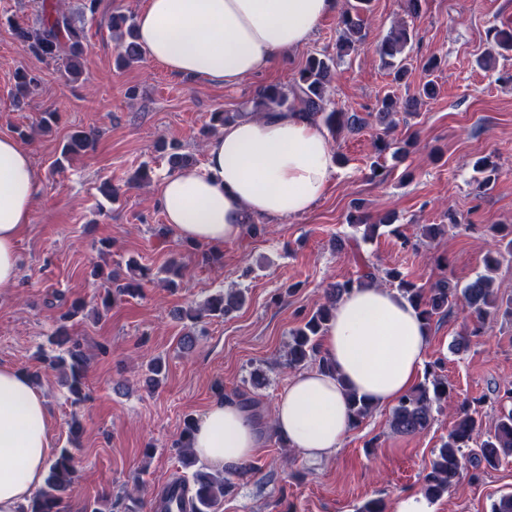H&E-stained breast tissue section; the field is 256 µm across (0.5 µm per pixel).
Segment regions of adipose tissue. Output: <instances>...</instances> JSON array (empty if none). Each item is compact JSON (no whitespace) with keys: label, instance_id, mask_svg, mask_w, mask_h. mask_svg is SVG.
Instances as JSON below:
<instances>
[{"label":"adipose tissue","instance_id":"adipose-tissue-1","mask_svg":"<svg viewBox=\"0 0 512 512\" xmlns=\"http://www.w3.org/2000/svg\"><path fill=\"white\" fill-rule=\"evenodd\" d=\"M339 0H145L137 41L177 78L233 87L265 73L305 46ZM337 169L327 133L316 121L276 112L226 125L206 147L203 166L163 179L157 203L176 238L205 247L237 242L259 219L307 213ZM42 194L31 156L0 136V288L19 279L18 242ZM429 331L398 292L368 286L336 305L321 340L330 369L292 376L274 408L273 428L307 460L333 456L350 432L347 394L373 406L411 391L429 347ZM53 415L41 389L0 364V512H20L55 457ZM262 432L240 403L220 399L198 419L193 448L215 469L243 466Z\"/></svg>","mask_w":512,"mask_h":512}]
</instances>
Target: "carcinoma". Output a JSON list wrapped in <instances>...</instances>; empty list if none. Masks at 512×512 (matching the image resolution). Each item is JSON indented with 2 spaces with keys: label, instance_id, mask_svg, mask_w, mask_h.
<instances>
[{
  "label": "carcinoma",
  "instance_id": "obj_1",
  "mask_svg": "<svg viewBox=\"0 0 512 512\" xmlns=\"http://www.w3.org/2000/svg\"><path fill=\"white\" fill-rule=\"evenodd\" d=\"M371 0H354L341 14V34L336 44L337 55L356 51L363 44L366 34L364 28L370 13ZM98 0H79L76 7H69L64 0H42L41 10L34 23L26 26H13L15 35L25 44L29 53L56 67L68 82L79 80L82 75L81 61L88 51V42L83 20L85 15L95 14ZM110 28L117 40V63L130 66L142 60L143 51L136 41V20L134 16L121 11L112 14ZM412 40V31L405 24L400 25L379 45L378 51L384 66L396 83L402 82L408 73L406 49ZM334 59L330 57L310 56L298 70L291 85L286 87L269 86L260 90L248 101L241 112H214L212 125L224 126L256 117L268 112H300L313 120H322L327 128L335 132L346 126L350 129L360 124V120L346 112L328 109L326 88L330 80ZM15 97H28L38 86L37 77L25 69L14 74ZM437 95L434 81L426 82L412 97L401 100L395 95H386L380 102L376 119L383 126V132L389 133L395 127L393 116L399 112H409L422 99H433ZM94 145L93 135L78 131L70 136L63 146L57 164L80 151H86ZM354 228L363 229L362 239L373 238L377 225L371 223L368 214L361 212L350 215L348 219ZM512 255V238L502 237L496 240L494 247L487 251L485 264L492 269L500 263L504 254ZM387 277L396 283L400 294L407 298L417 309L422 319L429 323L433 317L448 311L457 297H462L469 315L483 324L489 317L500 313L512 316V298L503 299L498 290L492 288L493 279L481 274L463 288L458 283L443 278L426 290L405 279L399 271L387 273ZM374 273L368 264H363L358 277L336 284L327 292L326 301L311 315L305 317L295 328L288 343L286 365L290 368L315 364L325 368L327 364L321 355L320 341L327 322L336 308L337 300L356 288L374 284ZM142 292V284L135 278L121 281L116 277L107 278L103 293L99 294L101 306L109 311L118 300L125 296L135 297ZM244 302L240 292L226 296L220 294L198 307L178 309L177 319L198 321L204 317L224 318ZM84 310V303L75 300L67 313L61 316L60 323L50 342L65 347V354L49 360L48 366L59 368L66 375L65 384L73 396V402L84 399L83 387L87 361L78 337L69 333L68 322ZM441 361L428 365L424 380L396 404L389 420L393 433L401 436H416L430 428L434 420V410L448 401V380L436 374ZM374 406L364 397L352 393L349 397V410L353 423L358 424L368 417ZM479 421L470 412V402L463 400L456 409V416L448 439L438 449L426 468L421 491L430 501H436L448 493L450 488L463 476L477 481L480 473L497 468L502 460L512 457V409L498 417L495 430L481 442H476L479 434ZM194 419L187 418L180 434L178 448L189 466H195L198 459L192 448ZM247 472L242 467L235 471L210 472L196 470L193 475L192 506L194 512H217L224 497L235 489L233 477ZM76 477V461L68 448L60 449L49 467L45 487L38 492L23 512H62L64 496L67 495Z\"/></svg>",
  "mask_w": 512,
  "mask_h": 512
}]
</instances>
